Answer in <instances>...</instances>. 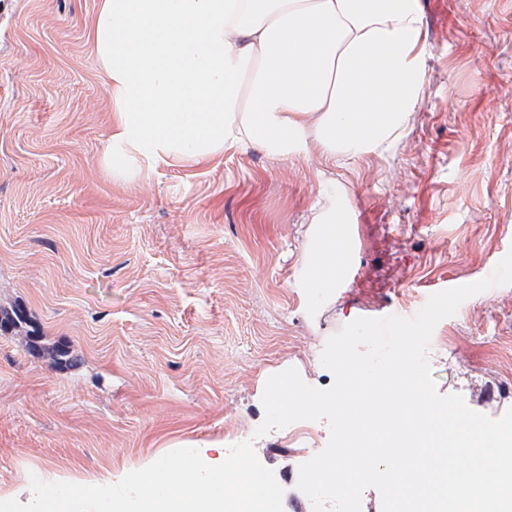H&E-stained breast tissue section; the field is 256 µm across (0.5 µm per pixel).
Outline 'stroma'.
<instances>
[{"label": "stroma", "mask_w": 512, "mask_h": 512, "mask_svg": "<svg viewBox=\"0 0 512 512\" xmlns=\"http://www.w3.org/2000/svg\"><path fill=\"white\" fill-rule=\"evenodd\" d=\"M98 0H0V500L32 478L106 485L182 447L253 440L313 512L300 464L326 447L270 431L261 396L293 367L333 383L321 353L359 317H411L488 277L512 251V0H421L424 100L387 160L321 169L247 145L196 165L135 158L110 176L108 79L87 39ZM348 189L355 247L341 288L301 278L311 206ZM439 394L512 409V285L465 300L432 334ZM65 349L79 367L61 368Z\"/></svg>", "instance_id": "obj_1"}]
</instances>
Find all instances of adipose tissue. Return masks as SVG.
Returning a JSON list of instances; mask_svg holds the SVG:
<instances>
[{
	"instance_id": "ef3b65f1",
	"label": "adipose tissue",
	"mask_w": 512,
	"mask_h": 512,
	"mask_svg": "<svg viewBox=\"0 0 512 512\" xmlns=\"http://www.w3.org/2000/svg\"><path fill=\"white\" fill-rule=\"evenodd\" d=\"M89 36L110 81V172L245 141L349 168L391 156L425 94L420 0H100ZM351 236L319 209L302 287L340 285Z\"/></svg>"
}]
</instances>
